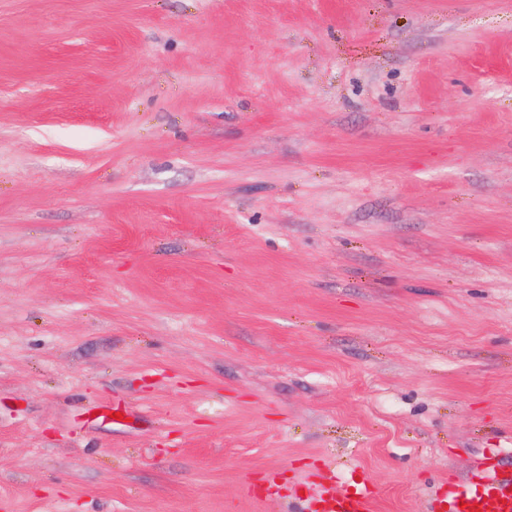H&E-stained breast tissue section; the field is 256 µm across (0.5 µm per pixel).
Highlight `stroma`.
Returning a JSON list of instances; mask_svg holds the SVG:
<instances>
[{"label":"stroma","instance_id":"stroma-1","mask_svg":"<svg viewBox=\"0 0 512 512\" xmlns=\"http://www.w3.org/2000/svg\"><path fill=\"white\" fill-rule=\"evenodd\" d=\"M485 457L512 0H0V512H426ZM300 503L303 512H378L377 498L368 489L343 486L337 480L311 488Z\"/></svg>","mask_w":512,"mask_h":512}]
</instances>
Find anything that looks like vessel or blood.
Listing matches in <instances>:
<instances>
[{
  "label": "vessel or blood",
  "mask_w": 512,
  "mask_h": 512,
  "mask_svg": "<svg viewBox=\"0 0 512 512\" xmlns=\"http://www.w3.org/2000/svg\"><path fill=\"white\" fill-rule=\"evenodd\" d=\"M300 503L302 512H378L369 490L333 480L308 490ZM429 512H512V469L496 459H482L472 477L432 499Z\"/></svg>",
  "instance_id": "1"
}]
</instances>
